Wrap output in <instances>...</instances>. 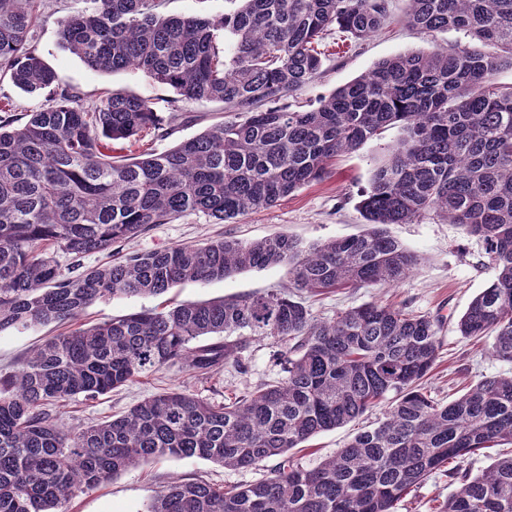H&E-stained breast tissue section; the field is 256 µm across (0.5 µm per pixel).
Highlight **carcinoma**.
<instances>
[{"label":"carcinoma","instance_id":"carcinoma-1","mask_svg":"<svg viewBox=\"0 0 512 512\" xmlns=\"http://www.w3.org/2000/svg\"><path fill=\"white\" fill-rule=\"evenodd\" d=\"M40 2L0 0V76L29 94L50 91L32 112L0 104V331L73 322L98 300L159 296L280 263L301 295L397 286L421 257L388 227L433 212L477 239L495 271L458 332L492 335L491 356L512 363V86L496 82L512 69V0H409L410 25L460 32L485 49L391 56L305 110L282 100L320 72L326 32L370 37L389 17L388 0H240L215 17L164 15L163 0H85L59 36L91 70L132 68L184 101L242 114L172 149L122 160L112 145L168 135L154 103L111 91L88 109L54 89L55 73L28 43ZM388 127L403 136L361 195L370 226L362 234L308 248L286 233L219 239L84 265L153 224L197 213L222 224L269 209ZM440 327L377 301L319 321L302 298L271 290L53 336L0 376V512H68L77 496L158 457L229 469L277 464L251 484L175 479L145 512H396L439 471L456 490L436 512H512V454L478 474L465 467L483 449L512 446V374L436 401L420 384L439 357ZM252 336L280 343L282 375L229 403L170 389L77 432L46 410L170 364L194 376L228 364L243 370ZM382 402L386 419L319 466L290 455Z\"/></svg>","mask_w":512,"mask_h":512}]
</instances>
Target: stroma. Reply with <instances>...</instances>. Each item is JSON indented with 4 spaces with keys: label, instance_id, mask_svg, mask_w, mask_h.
<instances>
[{
    "label": "stroma",
    "instance_id": "obj_1",
    "mask_svg": "<svg viewBox=\"0 0 512 512\" xmlns=\"http://www.w3.org/2000/svg\"><path fill=\"white\" fill-rule=\"evenodd\" d=\"M83 7L84 0H42V17L31 33V44L55 71L59 86L77 93L85 107L95 106L103 92L109 90L155 102L160 123L169 130L168 136H142L124 144L122 155L133 158L150 150H168L205 132L219 121L237 119L236 111L219 102L178 101L173 90L131 68L113 73L90 70L80 58L62 47L59 38L61 21ZM406 9V0H389L387 22L364 40L350 39L335 29L328 32L321 46L326 55L323 67L310 83L288 98V105L295 109L309 108L319 98L393 55L467 44V37L460 33L429 32L410 27L405 20ZM400 136L399 128L386 129L356 152L338 157L328 174L302 186L272 208L223 224L214 223L213 219L201 214L186 215L168 224L151 226L145 234L124 243L123 249L127 252L146 251L179 244H202L221 238L250 242L282 232L309 246L361 233L365 229V220L358 209L360 195L368 187L376 164ZM389 231L421 256L420 265L395 287L340 289L307 297L313 315L331 319L339 311L382 301L418 315L440 319L442 348L424 386L434 398L444 402L459 396L474 380L512 373V364L497 361L489 355L491 338L467 339L456 331V324L472 298L487 288L495 276L475 239L460 226L448 223L432 212L410 224L390 225ZM289 280L288 267L284 264L248 269L221 281L177 286L160 297L98 301L85 310L81 322L91 325L115 316L184 301L282 290ZM58 331L54 324L1 331L0 373L11 371L21 356ZM278 349L274 339L254 336L244 353L247 371L227 365L201 379L172 365L97 400L75 398L58 410V422L67 429L84 427L104 417L121 414L144 398L175 387L212 402L224 403L253 390L260 383L277 379L280 375L276 361ZM385 411V406L380 405L346 426L319 433L296 449L295 454L304 466L315 467L335 455L358 431L375 427L384 419ZM264 473L261 467L230 470L203 459L163 457L121 472L99 488L80 495L70 503L69 512H142L154 490L177 478L241 485L261 479ZM454 489L453 482L444 473L433 474L399 504L397 512H432L435 501L448 497Z\"/></svg>",
    "mask_w": 512,
    "mask_h": 512
}]
</instances>
